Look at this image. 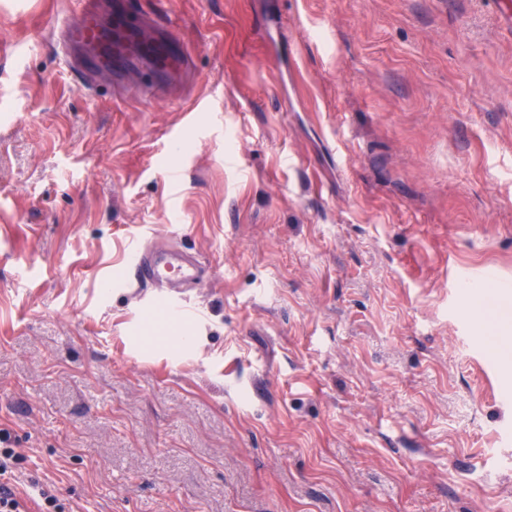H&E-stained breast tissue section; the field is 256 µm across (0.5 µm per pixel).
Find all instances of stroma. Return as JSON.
Masks as SVG:
<instances>
[{
    "label": "stroma",
    "instance_id": "obj_1",
    "mask_svg": "<svg viewBox=\"0 0 512 512\" xmlns=\"http://www.w3.org/2000/svg\"><path fill=\"white\" fill-rule=\"evenodd\" d=\"M186 81L0 0V437L62 512H512V0H131ZM169 238L190 312L138 287ZM497 289L496 321L464 310ZM131 267L135 280L144 287L164 288L173 270L185 288H198L202 281L200 266L192 256L165 249L134 250Z\"/></svg>",
    "mask_w": 512,
    "mask_h": 512
}]
</instances>
